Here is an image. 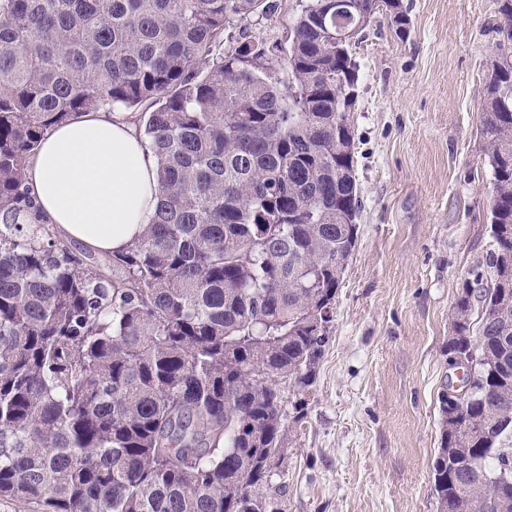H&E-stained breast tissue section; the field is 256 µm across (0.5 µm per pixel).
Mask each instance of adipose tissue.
<instances>
[{"mask_svg":"<svg viewBox=\"0 0 512 512\" xmlns=\"http://www.w3.org/2000/svg\"><path fill=\"white\" fill-rule=\"evenodd\" d=\"M26 181L46 224L103 255L139 238L159 197L157 162L131 113L108 109L51 130L26 164Z\"/></svg>","mask_w":512,"mask_h":512,"instance_id":"ef3b65f1","label":"adipose tissue"}]
</instances>
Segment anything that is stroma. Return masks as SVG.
<instances>
[{
  "label": "stroma",
  "instance_id": "1",
  "mask_svg": "<svg viewBox=\"0 0 512 512\" xmlns=\"http://www.w3.org/2000/svg\"><path fill=\"white\" fill-rule=\"evenodd\" d=\"M245 33L281 46L303 0ZM351 49L362 208L332 337L266 493L271 512H437L438 396L461 284L490 251L482 121L497 0H402Z\"/></svg>",
  "mask_w": 512,
  "mask_h": 512
}]
</instances>
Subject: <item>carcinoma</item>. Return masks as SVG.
<instances>
[{
    "label": "carcinoma",
    "instance_id": "obj_1",
    "mask_svg": "<svg viewBox=\"0 0 512 512\" xmlns=\"http://www.w3.org/2000/svg\"><path fill=\"white\" fill-rule=\"evenodd\" d=\"M402 35L401 0H352ZM483 123L494 247L462 283L448 350L472 399L439 398L438 512H512V0H498ZM269 0H0V497L40 512H269L288 431L277 381L314 383L358 238L338 35L306 0L280 56L233 26ZM233 42L218 56L213 46ZM139 121L161 195L142 236L89 263L43 223L25 165L105 106ZM481 306L471 333L475 306ZM466 460L448 467V449Z\"/></svg>",
    "mask_w": 512,
    "mask_h": 512
}]
</instances>
